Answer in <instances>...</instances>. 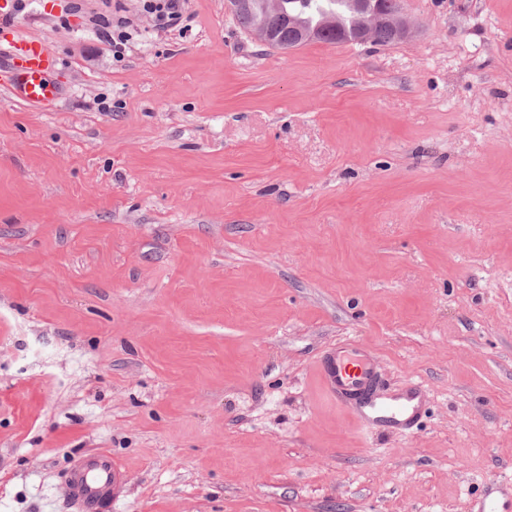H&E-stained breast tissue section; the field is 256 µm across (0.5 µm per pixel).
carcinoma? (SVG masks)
Instances as JSON below:
<instances>
[{
	"label": "carcinoma",
	"instance_id": "cac0c4a2",
	"mask_svg": "<svg viewBox=\"0 0 512 512\" xmlns=\"http://www.w3.org/2000/svg\"><path fill=\"white\" fill-rule=\"evenodd\" d=\"M360 19L357 0H278V11L272 12L271 0H245L235 15L245 30L268 26L275 29L284 42H292L300 33L319 29L318 42L334 44L343 33L354 29Z\"/></svg>",
	"mask_w": 512,
	"mask_h": 512
}]
</instances>
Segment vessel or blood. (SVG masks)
Here are the masks:
<instances>
[{
	"instance_id": "b4317fda",
	"label": "vessel or blood",
	"mask_w": 512,
	"mask_h": 512,
	"mask_svg": "<svg viewBox=\"0 0 512 512\" xmlns=\"http://www.w3.org/2000/svg\"><path fill=\"white\" fill-rule=\"evenodd\" d=\"M0 51L8 64L0 69V86L28 106L50 109L57 89L49 76L58 59L43 41L0 33ZM316 371L328 393L369 431L408 432L423 410V389L415 383L400 388L387 385L374 354L355 346H342L324 354ZM76 512H112V501L123 475L104 451L74 458L64 476ZM474 512H512V478L489 481Z\"/></svg>"
}]
</instances>
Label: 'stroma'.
<instances>
[{
	"label": "stroma",
	"mask_w": 512,
	"mask_h": 512,
	"mask_svg": "<svg viewBox=\"0 0 512 512\" xmlns=\"http://www.w3.org/2000/svg\"><path fill=\"white\" fill-rule=\"evenodd\" d=\"M28 0L46 111L0 87V512H471L512 474V0H402L393 44L282 50L225 0ZM134 34L115 60L88 18ZM424 386L363 432L316 359ZM142 9L156 26L176 25L182 20V0H142ZM105 451L74 458L64 476L72 506L77 512H111L112 499L123 483V474Z\"/></svg>",
	"instance_id": "35a3bbf8"
}]
</instances>
